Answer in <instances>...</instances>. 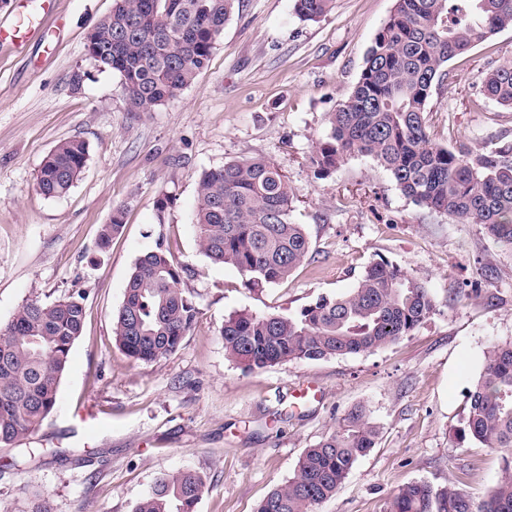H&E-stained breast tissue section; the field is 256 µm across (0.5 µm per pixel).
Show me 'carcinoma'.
I'll return each mask as SVG.
<instances>
[{
	"label": "carcinoma",
	"instance_id": "obj_1",
	"mask_svg": "<svg viewBox=\"0 0 512 512\" xmlns=\"http://www.w3.org/2000/svg\"><path fill=\"white\" fill-rule=\"evenodd\" d=\"M237 0H114L86 36L93 64L120 75L130 112H153L191 86L210 62ZM333 0H294L302 21L328 15ZM512 29V0H395L367 51L350 96L329 113L316 146L317 176L352 156L369 157L417 204L464 224L512 251V145L471 148L432 143L427 109L433 89L448 81V61ZM483 95L512 108V63L489 71ZM88 146L59 142L45 156L36 187L48 198L69 193ZM295 193L271 161H232L202 173L193 224L200 252L235 267L248 285L278 284L309 252L302 225L292 221ZM128 206L102 225L104 252L123 227ZM184 266L163 234L140 255L113 313L117 347L152 363L173 354L192 326L195 308L180 288ZM425 283L387 261L369 265L356 286L321 296L293 316L235 313L220 336L225 353L248 370L294 360L371 352L409 336L437 310ZM82 297L26 301L0 325V447L39 430L57 403L74 342L82 335ZM462 440L502 453L501 474L481 498L448 484L412 481L392 496L389 512H512V343L494 344L467 391ZM378 428L359 408L302 453L296 473L275 486L257 512H314L333 498L356 462L376 444ZM206 488L198 471L157 478L134 512H195Z\"/></svg>",
	"mask_w": 512,
	"mask_h": 512
}]
</instances>
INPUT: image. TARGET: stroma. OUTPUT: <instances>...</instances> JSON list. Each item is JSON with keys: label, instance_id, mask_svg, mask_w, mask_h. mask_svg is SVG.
<instances>
[{"label": "stroma", "instance_id": "35a3bbf8", "mask_svg": "<svg viewBox=\"0 0 512 512\" xmlns=\"http://www.w3.org/2000/svg\"><path fill=\"white\" fill-rule=\"evenodd\" d=\"M112 4L54 0L49 13L30 12L21 48L0 46V323L35 297L80 295L87 309L54 411L38 432L0 447V512H27L37 495L53 512H134L160 475L183 469L207 477L196 512H257L304 449L357 406L379 426L377 444L316 512H387L416 480L483 496L501 456L456 432L486 350L512 342V252L478 225L416 205L370 158L351 157L322 179L311 164L395 0H334L316 22L299 20L293 0H238L208 67L153 112L127 111L120 76L86 57V36ZM508 60L512 29L449 61L428 104L433 143L512 142V109L481 92L486 72ZM67 139L88 144L86 166L68 195L45 197L38 170ZM248 158L287 177L292 219L310 241L303 264L264 288L203 256L193 224L202 172ZM162 192L171 204L160 217ZM122 204L125 225L99 252L100 227ZM161 231L196 316L174 354L141 363L116 346L112 315ZM381 260L439 301L411 336L255 371L225 353L229 315L296 314L354 288ZM474 285L480 296H463ZM308 381L322 398L295 407L291 392Z\"/></svg>", "mask_w": 512, "mask_h": 512}]
</instances>
